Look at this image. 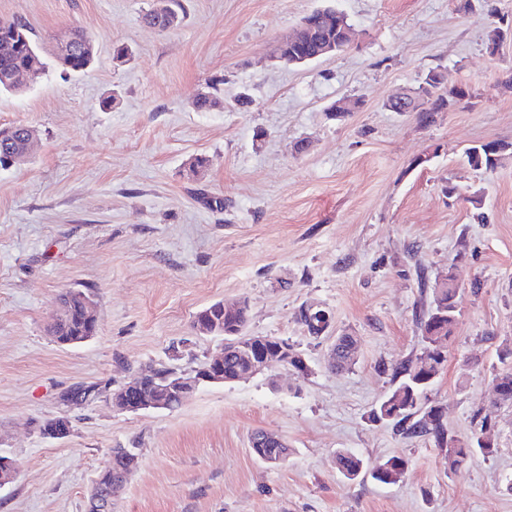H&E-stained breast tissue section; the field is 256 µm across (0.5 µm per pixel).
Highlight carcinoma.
<instances>
[{
	"instance_id": "cac0c4a2",
	"label": "carcinoma",
	"mask_w": 512,
	"mask_h": 512,
	"mask_svg": "<svg viewBox=\"0 0 512 512\" xmlns=\"http://www.w3.org/2000/svg\"><path fill=\"white\" fill-rule=\"evenodd\" d=\"M166 5L168 14L151 11L145 17L149 26L161 32L168 30V18L178 21L182 11L181 0H166ZM309 24L310 28L300 42L288 48V60H314L322 45L329 41L336 43V50L343 49L341 28L336 25L335 14L328 10L319 13L311 18ZM2 41L11 42V50L0 55V93H20L24 91L30 72L43 71L48 67L45 53L33 40L27 25L17 18L0 19V42ZM89 45L91 40L79 29L62 34L56 39L53 51L55 66L67 72L85 70L93 59L84 50ZM422 92L426 101L424 107L418 110V120L423 126L433 123L436 113L446 111L454 98L464 95L461 89L442 90L438 74L432 71L425 77ZM0 136L9 142L12 153H23L27 150L28 126H1ZM505 149L506 145L491 141L468 148L465 155L472 168L490 171L496 167L500 153ZM458 295L459 287L450 272L446 273L445 282L432 285L429 306L418 318V328L425 344L424 351L414 360H401L389 369L383 368L385 372L391 371L393 387L370 412L372 421L385 422L401 435L433 438L437 446L445 452V459L452 467L462 466L476 454L488 457L496 453L494 441L481 442V437L486 435L490 426L488 416L482 414V410L474 411L471 416V435L459 438L448 432L443 416L435 412V407L422 409L426 393L446 359V344L456 320ZM58 307L62 311V318L49 328L54 341L60 345L73 346L88 339L90 330L81 298L71 290L66 291L60 295ZM211 315L216 319L217 328L223 333L225 340L231 341L235 336L244 335L249 317L246 303L240 302L226 311L215 308ZM281 343H286V340L273 337L264 344L248 349L224 346V374L234 376L245 371L251 360ZM355 344V338L348 334L336 337V362L332 363L334 369L344 370L351 367L354 363ZM167 373L168 370L162 367L151 368L143 373L139 397L147 401L156 399L157 388L167 380ZM254 453L258 456L280 455L285 461L289 448L284 443H264L262 447L254 449ZM138 465L139 457L133 449L113 448L107 465L99 471L97 479L108 492L120 481L124 470L129 467L135 469ZM336 465L350 481L362 474H368L373 481L389 485L400 481L405 472L406 461L400 456H392L384 462V466L371 470L363 458L348 451H339L336 454Z\"/></svg>"
}]
</instances>
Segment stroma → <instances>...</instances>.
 <instances>
[{"instance_id": "35a3bbf8", "label": "stroma", "mask_w": 512, "mask_h": 512, "mask_svg": "<svg viewBox=\"0 0 512 512\" xmlns=\"http://www.w3.org/2000/svg\"><path fill=\"white\" fill-rule=\"evenodd\" d=\"M154 3L0 0V18L22 19L43 48L77 27L94 51L86 71L52 67L0 94V126L37 134L28 162L0 168V453L19 463L0 512H86L114 448L136 449L139 466L111 512H512V403L492 402L497 350L512 344V38L489 51L486 25L512 24V0H183L165 34L143 20ZM326 5L348 15L350 45L278 64V41ZM431 71L465 97L426 127L387 109ZM209 90L218 106L197 110ZM343 97L358 108L329 119ZM488 141L507 149L474 170L465 151ZM477 189L478 212L463 199ZM450 270L457 319L427 402L462 438L484 409L498 447L456 469L432 440L368 418L392 387L382 365L422 351L418 273ZM68 290L97 310L95 335L75 346L47 332ZM242 300L247 333L288 340L307 372L203 384L172 411L65 403L148 366L195 374L223 343L194 333L196 313ZM309 305L331 315L323 336L298 319ZM345 332L356 359L338 372L329 353ZM58 416L70 435H41ZM256 430L287 442L285 463L255 456ZM340 450L408 468L391 485L350 481Z\"/></svg>"}]
</instances>
